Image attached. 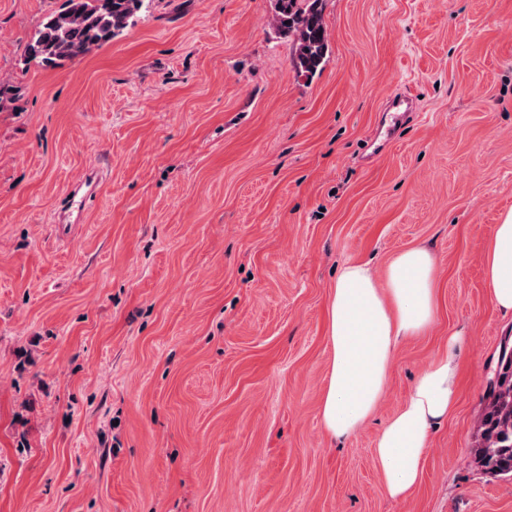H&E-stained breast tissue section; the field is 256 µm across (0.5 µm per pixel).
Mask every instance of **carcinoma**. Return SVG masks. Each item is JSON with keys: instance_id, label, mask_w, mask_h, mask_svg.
Returning <instances> with one entry per match:
<instances>
[{"instance_id": "carcinoma-1", "label": "carcinoma", "mask_w": 512, "mask_h": 512, "mask_svg": "<svg viewBox=\"0 0 512 512\" xmlns=\"http://www.w3.org/2000/svg\"><path fill=\"white\" fill-rule=\"evenodd\" d=\"M322 0H273V25L294 44L295 69L311 78L328 52ZM143 9L142 0H58L25 46L23 62L63 67L95 46L112 42ZM475 456L486 474L512 477V339L501 344L477 419Z\"/></svg>"}]
</instances>
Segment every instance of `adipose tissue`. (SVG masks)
<instances>
[{
  "mask_svg": "<svg viewBox=\"0 0 512 512\" xmlns=\"http://www.w3.org/2000/svg\"><path fill=\"white\" fill-rule=\"evenodd\" d=\"M484 257L490 301L510 314L512 209L502 214ZM435 267L433 254L422 247L399 253L381 280L368 264L342 267L326 304L330 358L320 421L329 440L354 435L376 413L398 345L430 329L436 312ZM463 342L460 333L449 335L447 353L419 373L376 436L373 454L391 499L409 498L420 484L432 433L457 406Z\"/></svg>",
  "mask_w": 512,
  "mask_h": 512,
  "instance_id": "obj_1",
  "label": "adipose tissue"
}]
</instances>
